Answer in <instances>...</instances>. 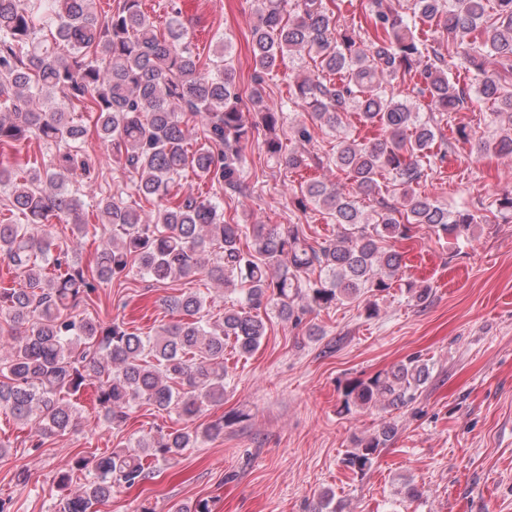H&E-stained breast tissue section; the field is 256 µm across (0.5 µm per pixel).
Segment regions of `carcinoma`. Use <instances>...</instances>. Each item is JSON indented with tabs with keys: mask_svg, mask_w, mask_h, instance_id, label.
<instances>
[{
	"mask_svg": "<svg viewBox=\"0 0 512 512\" xmlns=\"http://www.w3.org/2000/svg\"><path fill=\"white\" fill-rule=\"evenodd\" d=\"M93 4L0 0V149L33 140L64 147L50 164L33 165L20 178L0 167V187L25 220L0 224V259L24 281L22 288H0V318L24 328L0 358V408L37 436L65 433L78 425L80 395L92 387L104 422L114 428L143 405L177 414L184 426L77 460L89 480L59 503L58 512H97L113 487L143 480L150 462H169L200 439L224 434L222 419L201 430L190 424L204 405L224 400L227 344L241 357L261 346L267 335L261 311L274 307L298 325L316 308L403 280L402 256L392 243L411 238L417 227L439 239L470 234L474 214L450 210L425 191L436 160L444 158L435 148L448 113L473 99L499 105L497 114L509 127L480 137L478 146L512 154V87L487 70L492 58L512 60V0H410L401 12L385 0H364V18L374 30L367 42L323 0H258L250 112L243 111L226 68V44L202 65L179 12H171L159 34L142 0H117L104 16ZM43 20L52 21L54 39L67 54L35 42ZM443 37L478 72L474 83L464 87L448 77L436 48ZM305 55L316 72L296 77L290 93L289 104L304 115L294 128L296 141L312 139L308 124L334 128L346 114L383 133L367 141L346 138L328 157L350 187L315 181L301 190L298 205L311 202L327 211L336 236L320 241L300 224H254L249 231L224 219V208L211 198L175 190L190 169L226 194H247L244 167L259 127L268 132V159L291 171L315 159L297 147L283 151L277 129L285 112L264 100L278 62ZM416 70L428 117L388 89ZM38 99L45 101L39 109ZM79 108L95 114L93 128L75 122ZM197 126L203 138L193 143ZM91 134L153 210L145 220L120 196L100 199L112 245L83 267L69 250L55 247L46 227L56 219L87 233L70 184L91 174L89 157L73 145ZM361 198L370 208L359 206ZM133 269L155 284L204 273L226 289L240 287L242 300L212 321L203 297L171 296L169 306L182 319L147 336L120 320L104 327L75 313L97 284ZM315 271L321 277L312 281ZM301 297L306 304L298 307ZM429 377L428 362L411 357L347 387L343 409L404 406ZM396 434L395 424H382L357 440L346 465L358 473L371 469Z\"/></svg>",
	"mask_w": 512,
	"mask_h": 512,
	"instance_id": "1",
	"label": "carcinoma"
}]
</instances>
